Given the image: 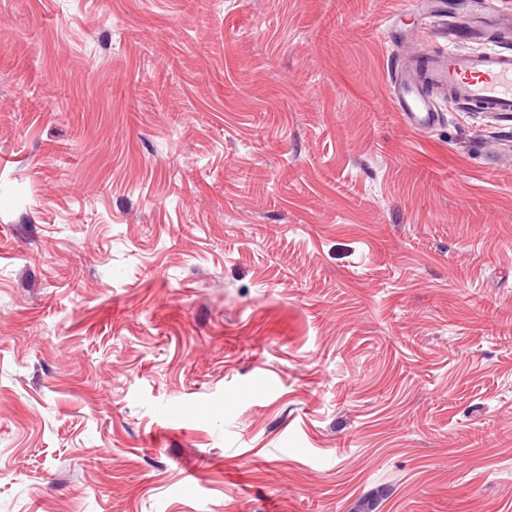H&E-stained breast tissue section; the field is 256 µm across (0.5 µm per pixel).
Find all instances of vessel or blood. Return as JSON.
Segmentation results:
<instances>
[{"label":"vessel or blood","mask_w":512,"mask_h":512,"mask_svg":"<svg viewBox=\"0 0 512 512\" xmlns=\"http://www.w3.org/2000/svg\"><path fill=\"white\" fill-rule=\"evenodd\" d=\"M418 11L439 20H454L436 30L442 49L426 52L424 60L395 67L388 92L395 111L417 132L435 126L440 110L435 91L448 92L459 110L485 109L512 114V9H489L485 0H415ZM476 42V49H450L457 32Z\"/></svg>","instance_id":"vessel-or-blood-1"}]
</instances>
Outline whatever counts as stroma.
I'll list each match as a JSON object with an SVG mask.
<instances>
[{
  "instance_id": "obj_1",
  "label": "stroma",
  "mask_w": 512,
  "mask_h": 512,
  "mask_svg": "<svg viewBox=\"0 0 512 512\" xmlns=\"http://www.w3.org/2000/svg\"><path fill=\"white\" fill-rule=\"evenodd\" d=\"M408 0H0V512H512V117L417 133Z\"/></svg>"
}]
</instances>
